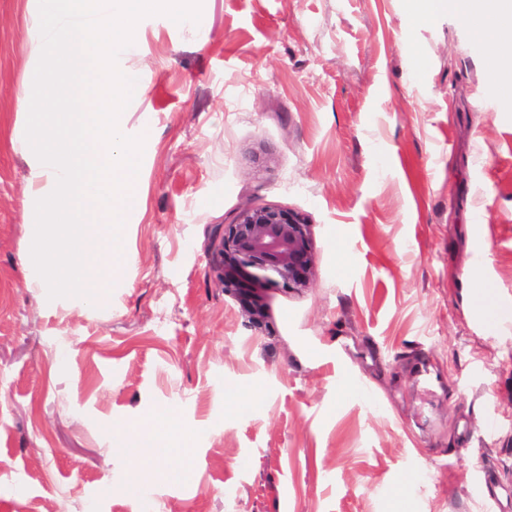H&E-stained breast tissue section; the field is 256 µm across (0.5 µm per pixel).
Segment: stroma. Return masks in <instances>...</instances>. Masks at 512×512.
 Wrapping results in <instances>:
<instances>
[{
    "label": "stroma",
    "instance_id": "stroma-1",
    "mask_svg": "<svg viewBox=\"0 0 512 512\" xmlns=\"http://www.w3.org/2000/svg\"><path fill=\"white\" fill-rule=\"evenodd\" d=\"M38 32V0H0V512H137L113 433L159 408L195 440L164 461L188 479L147 484L155 512H483L479 463L512 512V322L476 326L467 288L512 306V110L458 14L202 0L192 26L140 20L118 60L145 78L123 279L55 300L30 253ZM261 206L308 219L317 269L269 291L266 329L213 250ZM253 386L261 412L227 413Z\"/></svg>",
    "mask_w": 512,
    "mask_h": 512
}]
</instances>
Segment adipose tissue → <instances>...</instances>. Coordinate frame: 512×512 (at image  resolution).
Listing matches in <instances>:
<instances>
[{
	"label": "adipose tissue",
	"instance_id": "adipose-tissue-1",
	"mask_svg": "<svg viewBox=\"0 0 512 512\" xmlns=\"http://www.w3.org/2000/svg\"><path fill=\"white\" fill-rule=\"evenodd\" d=\"M405 6L411 18L420 25L432 24L451 10L466 22L472 17H481L477 33L494 48L501 72L512 71V26L505 27L500 22L501 17L512 13V0H495L491 5L485 0H406ZM193 441V431L178 426L173 414L165 409L143 415L141 425L126 431L119 439L122 447L134 450L136 469L153 480L187 478L188 468H163L157 465L155 458L170 452L189 457ZM143 448L153 449L154 458L140 456L139 451Z\"/></svg>",
	"mask_w": 512,
	"mask_h": 512
}]
</instances>
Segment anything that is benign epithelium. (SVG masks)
<instances>
[{"label": "benign epithelium", "instance_id": "1", "mask_svg": "<svg viewBox=\"0 0 512 512\" xmlns=\"http://www.w3.org/2000/svg\"><path fill=\"white\" fill-rule=\"evenodd\" d=\"M217 249L224 291L258 326L267 323L269 289L298 293L316 274L311 224L303 215L281 207L242 209L224 225Z\"/></svg>", "mask_w": 512, "mask_h": 512}]
</instances>
